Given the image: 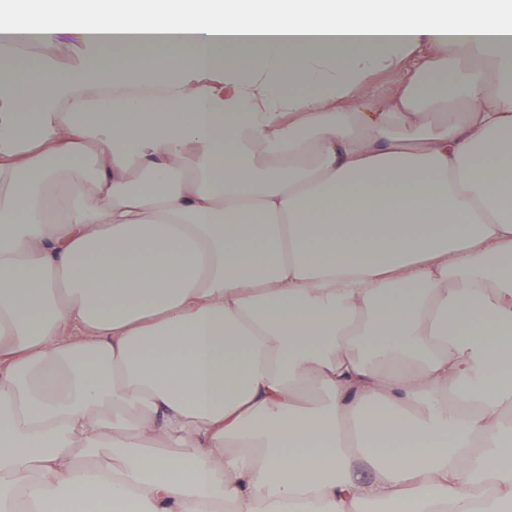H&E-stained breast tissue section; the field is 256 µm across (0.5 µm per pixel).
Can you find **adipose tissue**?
Wrapping results in <instances>:
<instances>
[{"label":"adipose tissue","instance_id":"ef3b65f1","mask_svg":"<svg viewBox=\"0 0 512 512\" xmlns=\"http://www.w3.org/2000/svg\"><path fill=\"white\" fill-rule=\"evenodd\" d=\"M0 47V512H512V0H14ZM412 61V58H406L377 68L370 76L368 86L361 94L371 96L375 93V98L388 94L403 73L412 67Z\"/></svg>","mask_w":512,"mask_h":512}]
</instances>
